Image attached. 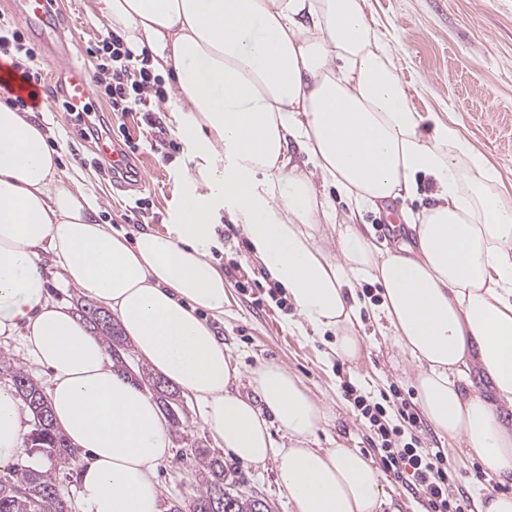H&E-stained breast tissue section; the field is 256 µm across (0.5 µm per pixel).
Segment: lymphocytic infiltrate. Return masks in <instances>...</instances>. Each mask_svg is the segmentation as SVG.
<instances>
[{"mask_svg":"<svg viewBox=\"0 0 512 512\" xmlns=\"http://www.w3.org/2000/svg\"><path fill=\"white\" fill-rule=\"evenodd\" d=\"M97 59L96 87L110 112H144L147 122L158 129L153 142L165 158L180 150L178 142L162 135L159 118L150 116L151 98H163V91H152V75L142 67L139 54L122 36L109 33L94 49ZM345 395L360 419L367 423L378 442L377 452L383 469L395 479L407 481L411 491L425 504L426 512H468L467 502L450 496L451 464L442 451L422 447L417 432L423 422L420 414L397 386H390L381 398L347 385Z\"/></svg>","mask_w":512,"mask_h":512,"instance_id":"f902f5d3","label":"lymphocytic infiltrate"}]
</instances>
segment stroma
I'll use <instances>...</instances> for the list:
<instances>
[{
	"label": "stroma",
	"mask_w": 512,
	"mask_h": 512,
	"mask_svg": "<svg viewBox=\"0 0 512 512\" xmlns=\"http://www.w3.org/2000/svg\"><path fill=\"white\" fill-rule=\"evenodd\" d=\"M368 17L392 50L409 101L415 111L431 112L462 133L494 166L500 190L512 198V0H365ZM60 32L78 66L95 68L89 50L104 38L109 27L92 0H57ZM50 131L48 143L59 157L61 182L81 188L98 206L100 223L110 225L127 239L149 229L164 231L176 223L186 171L192 150L184 148L175 161H167L149 146L155 132L144 113L128 112L118 119L126 136L138 143L136 166L152 173L151 187L120 191L114 180L99 170L93 141L83 139L80 128L65 112L37 108ZM436 187L419 178L415 195L362 211L357 221L382 248L393 247L395 238L382 223L396 215L407 223L409 214L422 211L434 201ZM144 198L139 223L126 221L134 199ZM216 263L224 270L229 290L224 315L212 319L218 338L230 350L240 370L238 389L251 394V371L264 363H277L296 373L312 393L326 402L332 418L319 430L315 444L332 448L343 442L375 457L366 428L343 395L345 383L379 396L390 385L413 392L411 367L398 349L380 335L371 310L362 313L361 332L367 349L359 363L337 358L332 334L297 335L291 325L296 313L274 301L256 302L244 292V281L258 278L261 266L250 255L239 229L227 217L216 226ZM182 432L171 435V456L156 470L164 504H189L196 488L194 469L182 450L201 446L224 462V469L240 494L266 502L271 512H292V504L278 476V461L269 458L254 466L234 458L215 442L203 421L200 403L181 394ZM454 497L474 502L473 477H482L486 490L503 491L495 477L482 473L480 462L449 453Z\"/></svg>",
	"instance_id": "stroma-1"
}]
</instances>
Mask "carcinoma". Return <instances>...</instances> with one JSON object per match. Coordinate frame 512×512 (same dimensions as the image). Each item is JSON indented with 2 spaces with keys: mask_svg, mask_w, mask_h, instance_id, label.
<instances>
[{
  "mask_svg": "<svg viewBox=\"0 0 512 512\" xmlns=\"http://www.w3.org/2000/svg\"><path fill=\"white\" fill-rule=\"evenodd\" d=\"M79 311L101 333L112 350V360L116 366L127 368V343L112 316L86 300L80 301ZM141 371L140 379L147 382L173 427L180 428L177 389L168 381L152 375L146 367H141ZM0 375L10 378L15 392L32 414L33 428L26 437L27 456L66 458L73 446L54 425L49 403L37 383L2 352ZM192 463L197 486L189 512H214L216 502L221 497L224 498V512H268L260 500L245 497L232 489L233 483L228 481L224 472V462L212 456L209 449H193ZM65 509V501L52 471L33 465H19L0 476V512H65Z\"/></svg>",
  "mask_w": 512,
  "mask_h": 512,
  "instance_id": "carcinoma-1",
  "label": "carcinoma"
}]
</instances>
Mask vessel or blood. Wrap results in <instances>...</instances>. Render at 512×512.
Segmentation results:
<instances>
[{"instance_id": "vessel-or-blood-1", "label": "vessel or blood", "mask_w": 512, "mask_h": 512, "mask_svg": "<svg viewBox=\"0 0 512 512\" xmlns=\"http://www.w3.org/2000/svg\"><path fill=\"white\" fill-rule=\"evenodd\" d=\"M11 2L20 22L41 36L56 72L65 83L67 96L76 103L89 100L95 92L96 77L87 68L71 64L66 42L56 38L55 15L49 8L47 0H11ZM98 149L110 162L113 171L124 172L129 169L130 158L115 146L110 138L100 139Z\"/></svg>"}]
</instances>
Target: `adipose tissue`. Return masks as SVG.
I'll return each instance as SVG.
<instances>
[{"label":"adipose tissue","instance_id":"ef3b65f1","mask_svg":"<svg viewBox=\"0 0 512 512\" xmlns=\"http://www.w3.org/2000/svg\"><path fill=\"white\" fill-rule=\"evenodd\" d=\"M112 30L172 79L177 133L193 148L179 222L134 242L58 183L37 115L0 101V335L22 329L50 368L55 422L80 464L82 512H162L157 466L171 451L153 398L112 364L102 342L45 292L42 252L67 282L116 315L156 374L204 406L236 459L277 455L294 512H379L369 457L310 441L326 403L286 367L254 369V397L208 322L224 313V272L209 258L226 209L251 255L288 293L298 335L333 333L338 357L365 349L354 289L380 288L386 336L414 370L433 431L477 459L503 492L477 512H512V200L459 130L410 105L391 49L364 0H93ZM313 164H293L290 145ZM431 177L437 203L411 223L412 243L380 251L354 221L321 227L337 188L352 214L412 194ZM490 383L473 386V374ZM288 443L275 447L269 421ZM25 417L0 388V469L22 452Z\"/></svg>","mask_w":512,"mask_h":512}]
</instances>
